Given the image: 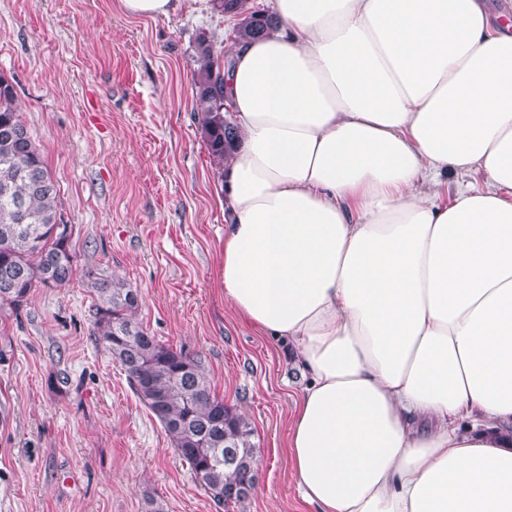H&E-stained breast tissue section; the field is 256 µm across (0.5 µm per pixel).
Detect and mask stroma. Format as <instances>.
Segmentation results:
<instances>
[{
  "label": "stroma",
  "instance_id": "obj_1",
  "mask_svg": "<svg viewBox=\"0 0 512 512\" xmlns=\"http://www.w3.org/2000/svg\"><path fill=\"white\" fill-rule=\"evenodd\" d=\"M211 0L168 17L120 0H0V75L60 190L73 264L125 281L137 319L197 358L260 447L257 492L227 512H310L287 450L288 348L219 285L224 206L197 130L193 45L228 42ZM81 278L0 325V512H219L93 336Z\"/></svg>",
  "mask_w": 512,
  "mask_h": 512
}]
</instances>
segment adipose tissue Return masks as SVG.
<instances>
[{"instance_id": "ef3b65f1", "label": "adipose tissue", "mask_w": 512, "mask_h": 512, "mask_svg": "<svg viewBox=\"0 0 512 512\" xmlns=\"http://www.w3.org/2000/svg\"><path fill=\"white\" fill-rule=\"evenodd\" d=\"M270 10L226 78L219 278L291 352L301 498L512 512V25L487 0Z\"/></svg>"}]
</instances>
